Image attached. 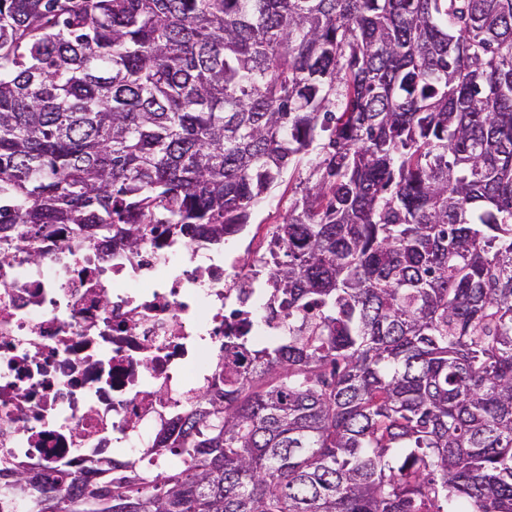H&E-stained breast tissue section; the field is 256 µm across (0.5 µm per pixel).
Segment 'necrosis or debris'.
Wrapping results in <instances>:
<instances>
[{
	"label": "necrosis or debris",
	"mask_w": 512,
	"mask_h": 512,
	"mask_svg": "<svg viewBox=\"0 0 512 512\" xmlns=\"http://www.w3.org/2000/svg\"><path fill=\"white\" fill-rule=\"evenodd\" d=\"M269 252L147 236L138 253L57 225L0 262V473L92 483L140 467L224 364V334L258 316Z\"/></svg>",
	"instance_id": "1"
}]
</instances>
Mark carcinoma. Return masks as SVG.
<instances>
[{
    "mask_svg": "<svg viewBox=\"0 0 512 512\" xmlns=\"http://www.w3.org/2000/svg\"><path fill=\"white\" fill-rule=\"evenodd\" d=\"M267 315L41 512H512V0H0V245L218 244L289 168Z\"/></svg>",
    "mask_w": 512,
    "mask_h": 512,
    "instance_id": "obj_1",
    "label": "carcinoma"
}]
</instances>
